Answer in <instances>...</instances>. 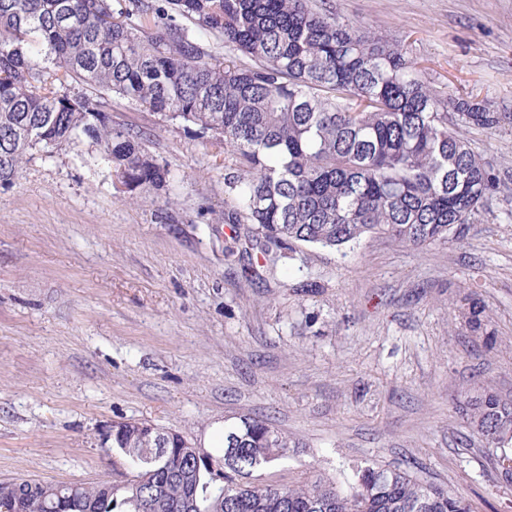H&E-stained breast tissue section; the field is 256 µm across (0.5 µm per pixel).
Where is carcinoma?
Returning a JSON list of instances; mask_svg holds the SVG:
<instances>
[{"label": "carcinoma", "mask_w": 512, "mask_h": 512, "mask_svg": "<svg viewBox=\"0 0 512 512\" xmlns=\"http://www.w3.org/2000/svg\"><path fill=\"white\" fill-rule=\"evenodd\" d=\"M235 52L220 58V49ZM93 95L60 91L67 81ZM180 121L224 145V223L268 256L294 243L331 249L366 238L416 248L464 236L497 177L460 129L507 119L476 96L440 91L402 41L341 22L324 0H0V185L32 152L86 136L129 192L166 185L147 133L112 124L108 97ZM461 315L484 334L471 293ZM467 427L512 461V402L486 386L458 401ZM135 484L17 478L23 512H472L465 498L406 470L357 465L340 477L255 483L296 447L241 416L220 453L196 456L173 432L144 447L150 423L123 421Z\"/></svg>", "instance_id": "1"}]
</instances>
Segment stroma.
Segmentation results:
<instances>
[{"instance_id":"35a3bbf8","label":"stroma","mask_w":512,"mask_h":512,"mask_svg":"<svg viewBox=\"0 0 512 512\" xmlns=\"http://www.w3.org/2000/svg\"><path fill=\"white\" fill-rule=\"evenodd\" d=\"M340 21L406 40L431 84L512 113V0H326ZM170 171L134 193L89 138L34 153L0 187V482L119 481L106 426L140 420L206 449L248 415L296 442L259 471L289 484L366 461L512 512V485L479 439L460 443L458 400H512V124L463 134L501 186L463 239L418 249L365 239L226 256L224 150L116 99ZM475 292L496 349L458 316Z\"/></svg>"}]
</instances>
